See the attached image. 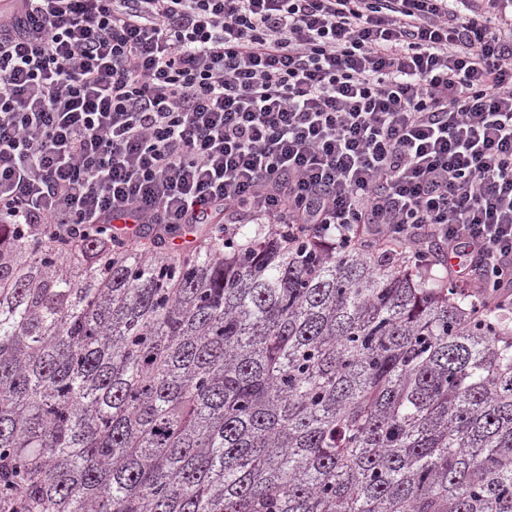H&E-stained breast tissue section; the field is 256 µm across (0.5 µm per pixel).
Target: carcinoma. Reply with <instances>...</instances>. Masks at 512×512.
<instances>
[{
	"instance_id": "cac0c4a2",
	"label": "carcinoma",
	"mask_w": 512,
	"mask_h": 512,
	"mask_svg": "<svg viewBox=\"0 0 512 512\" xmlns=\"http://www.w3.org/2000/svg\"><path fill=\"white\" fill-rule=\"evenodd\" d=\"M0 224V512H512V326L369 244Z\"/></svg>"
}]
</instances>
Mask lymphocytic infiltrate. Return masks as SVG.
I'll use <instances>...</instances> for the list:
<instances>
[{"label":"lymphocytic infiltrate","instance_id":"lymphocytic-infiltrate-1","mask_svg":"<svg viewBox=\"0 0 512 512\" xmlns=\"http://www.w3.org/2000/svg\"><path fill=\"white\" fill-rule=\"evenodd\" d=\"M367 239L512 309V0H0V223Z\"/></svg>","mask_w":512,"mask_h":512}]
</instances>
